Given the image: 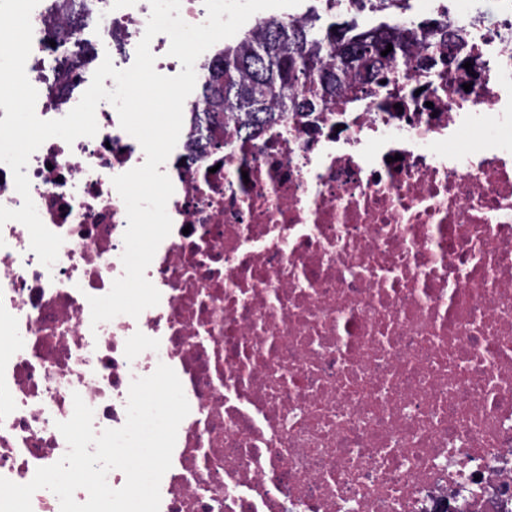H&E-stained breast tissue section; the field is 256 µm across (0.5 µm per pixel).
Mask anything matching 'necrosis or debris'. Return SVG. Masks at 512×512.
Segmentation results:
<instances>
[{
  "mask_svg": "<svg viewBox=\"0 0 512 512\" xmlns=\"http://www.w3.org/2000/svg\"><path fill=\"white\" fill-rule=\"evenodd\" d=\"M412 0L483 60L455 77L348 90L253 138L200 139L186 100L162 165L173 222L146 271L161 301L92 325L123 273L114 176L145 161L116 109L30 157V194L64 243L52 267L0 226V477L25 484L68 446L73 394L95 432L126 421L158 364L190 405L160 512H512V0ZM149 0H40L26 74L64 117L110 50L129 68ZM475 140L461 150L463 136Z\"/></svg>",
  "mask_w": 512,
  "mask_h": 512,
  "instance_id": "obj_1",
  "label": "necrosis or debris"
}]
</instances>
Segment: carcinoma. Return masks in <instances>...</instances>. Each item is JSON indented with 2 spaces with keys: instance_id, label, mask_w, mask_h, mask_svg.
I'll use <instances>...</instances> for the list:
<instances>
[{
  "instance_id": "obj_1",
  "label": "carcinoma",
  "mask_w": 512,
  "mask_h": 512,
  "mask_svg": "<svg viewBox=\"0 0 512 512\" xmlns=\"http://www.w3.org/2000/svg\"><path fill=\"white\" fill-rule=\"evenodd\" d=\"M389 44L392 51L381 55ZM467 61L472 68L462 67ZM445 66L478 68L467 33L449 22L429 19L404 31L389 19L375 28L354 18L327 25L319 17L292 24L264 20L260 29L225 43L207 68L208 108L197 113L199 131L222 123L256 135L291 112L325 107L345 86L399 77L408 69L434 85Z\"/></svg>"
}]
</instances>
